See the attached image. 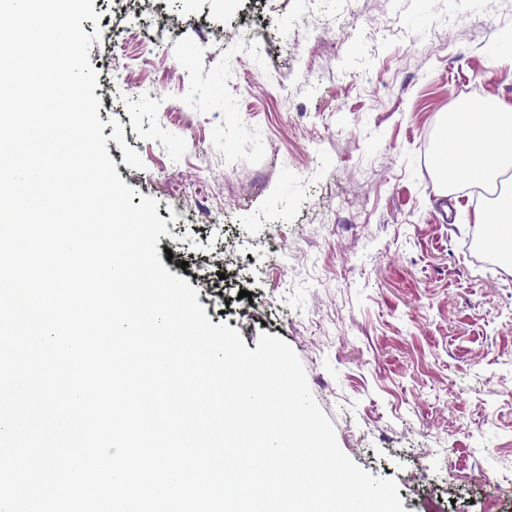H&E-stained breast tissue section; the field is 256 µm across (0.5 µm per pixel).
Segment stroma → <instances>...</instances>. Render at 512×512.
<instances>
[{
    "label": "stroma",
    "mask_w": 512,
    "mask_h": 512,
    "mask_svg": "<svg viewBox=\"0 0 512 512\" xmlns=\"http://www.w3.org/2000/svg\"><path fill=\"white\" fill-rule=\"evenodd\" d=\"M93 8L108 155L133 204L157 201L158 251L179 233L221 251L223 298L197 297L211 323L251 350L283 339L342 451L395 480L405 512H512L495 488L512 483V263L480 249L488 190L432 162L449 114L512 106V61L491 50L512 0Z\"/></svg>",
    "instance_id": "stroma-1"
}]
</instances>
